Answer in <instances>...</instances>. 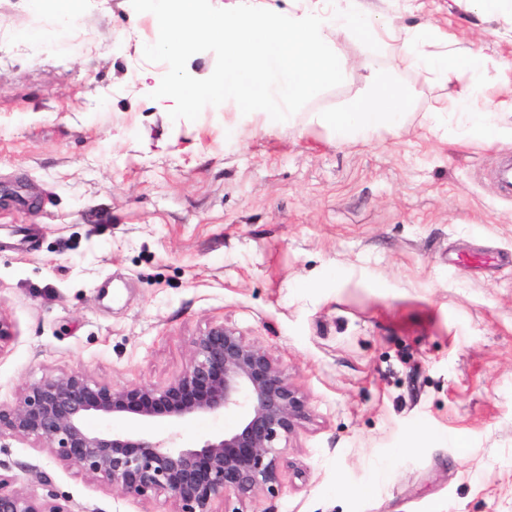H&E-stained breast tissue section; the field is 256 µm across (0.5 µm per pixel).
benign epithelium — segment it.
<instances>
[{"instance_id":"7a95c632","label":"benign epithelium","mask_w":512,"mask_h":512,"mask_svg":"<svg viewBox=\"0 0 512 512\" xmlns=\"http://www.w3.org/2000/svg\"><path fill=\"white\" fill-rule=\"evenodd\" d=\"M234 413L238 423L197 448L136 431L93 430L92 416L180 423ZM309 418L306 397L264 349L222 323L194 337L183 372L164 386L114 387L78 373L45 377L0 406V438L47 443L56 459L134 497L166 492L175 512H213L215 500L279 489L280 443ZM0 512H71L21 491H0Z\"/></svg>"}]
</instances>
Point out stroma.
<instances>
[{"label":"stroma","instance_id":"obj_1","mask_svg":"<svg viewBox=\"0 0 512 512\" xmlns=\"http://www.w3.org/2000/svg\"><path fill=\"white\" fill-rule=\"evenodd\" d=\"M430 51L483 49L481 108L512 94V21L471 0H363ZM30 0H0V405L44 377L163 386L195 336L235 328L285 369L309 419L276 494L216 512H512V197L490 172L512 141L427 133L446 94L404 74L406 132L337 143L314 120L365 73L264 125L236 103L171 121L140 75L159 29L130 0H85L73 47L37 50ZM471 254L503 261L459 266ZM237 416L157 422L193 448ZM13 488L71 512H174L0 438Z\"/></svg>","mask_w":512,"mask_h":512}]
</instances>
